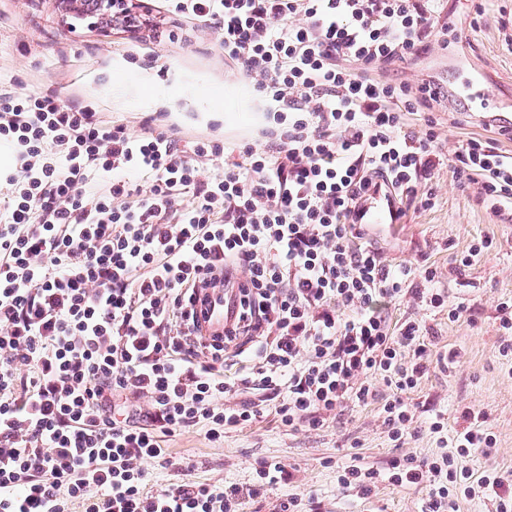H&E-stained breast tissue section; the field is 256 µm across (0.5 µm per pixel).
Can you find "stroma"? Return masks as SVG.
<instances>
[{"label": "stroma", "instance_id": "obj_1", "mask_svg": "<svg viewBox=\"0 0 512 512\" xmlns=\"http://www.w3.org/2000/svg\"><path fill=\"white\" fill-rule=\"evenodd\" d=\"M446 12L447 28L431 37L428 53L385 72L391 82L439 90L431 113L410 115L407 124L419 136L433 119L446 161L431 183L435 207L409 202L383 257L432 269L433 287L463 312L452 321L447 310L409 295L391 309L392 323L420 322L440 354L408 395L415 419L403 447L390 441L375 403L347 409L318 430L288 429L268 413L220 442L195 430L171 437L173 456L190 459L195 476L213 483L246 489L260 462L287 466L291 482L246 498L245 512H278L296 494L314 496L320 512H419L425 489L382 484L358 498L338 486V468L353 455L379 467L406 454L434 458L440 447L428 431L430 419L442 416L452 436L466 428L468 409L481 413L482 428L496 440L489 463L512 476V368L499 354L497 311L512 298V212L494 214L476 187H461L451 160L457 143L473 135L496 139L512 154V135L501 132L512 127V48L506 45L512 0H448ZM138 19L133 32L117 24L91 27L65 16L58 0H0V82L22 94L50 90L65 100H89L105 120L132 134L145 116L164 112L184 140L207 134L261 147L267 115L242 72L225 62L219 30L174 13L169 0H145ZM477 69L495 97L488 108L466 112L449 102L446 90ZM480 238L490 239V248L470 266H458Z\"/></svg>", "mask_w": 512, "mask_h": 512}]
</instances>
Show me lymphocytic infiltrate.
Masks as SVG:
<instances>
[{"instance_id":"obj_1","label":"lymphocytic infiltrate","mask_w":512,"mask_h":512,"mask_svg":"<svg viewBox=\"0 0 512 512\" xmlns=\"http://www.w3.org/2000/svg\"><path fill=\"white\" fill-rule=\"evenodd\" d=\"M444 3L172 0L222 32L264 102L260 150L184 144L154 115L133 135L86 101L0 84L14 150L0 176V512H243L240 489L198 480L165 441L223 440L269 405L296 430L377 401L404 444L432 351L419 322L390 324L412 268L386 263L353 215L381 179L436 204L421 189L443 163L435 123L418 137L404 116L438 92L379 73L426 53ZM453 156L494 211L512 208L511 154L480 136ZM232 278L231 329L198 343L199 289ZM495 443L474 424L453 452L350 465L338 484L426 487L421 512H451L459 494L512 512L507 477L457 465ZM155 466L183 477L155 487Z\"/></svg>"}]
</instances>
